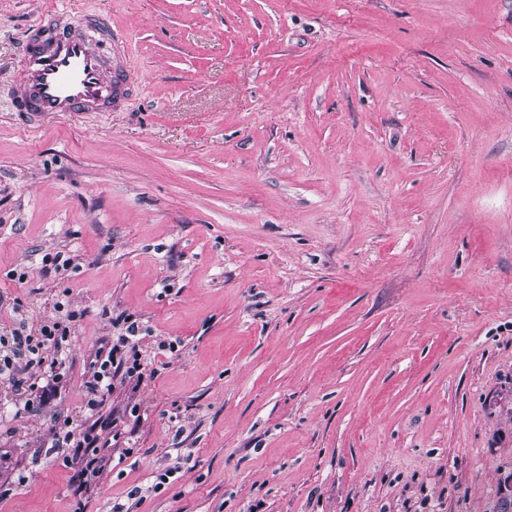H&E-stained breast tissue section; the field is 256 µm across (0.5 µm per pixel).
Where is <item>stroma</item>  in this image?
<instances>
[{
  "mask_svg": "<svg viewBox=\"0 0 512 512\" xmlns=\"http://www.w3.org/2000/svg\"><path fill=\"white\" fill-rule=\"evenodd\" d=\"M53 9L126 36L123 108L15 110ZM61 302L0 512H512V0H0V328ZM122 314L181 350L78 500L54 423Z\"/></svg>",
  "mask_w": 512,
  "mask_h": 512,
  "instance_id": "35a3bbf8",
  "label": "stroma"
}]
</instances>
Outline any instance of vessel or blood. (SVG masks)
Returning a JSON list of instances; mask_svg holds the SVG:
<instances>
[{
    "label": "vessel or blood",
    "mask_w": 512,
    "mask_h": 512,
    "mask_svg": "<svg viewBox=\"0 0 512 512\" xmlns=\"http://www.w3.org/2000/svg\"><path fill=\"white\" fill-rule=\"evenodd\" d=\"M81 26V21L62 13L34 29L24 51L25 74L16 96L19 111L37 117L105 104L118 107L126 100L129 72L121 66L104 68Z\"/></svg>",
    "instance_id": "obj_1"
}]
</instances>
